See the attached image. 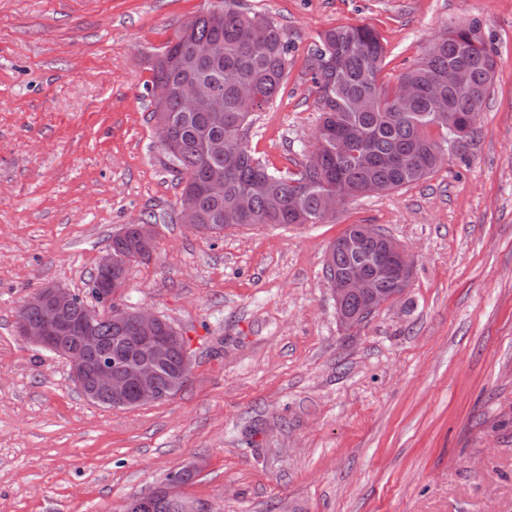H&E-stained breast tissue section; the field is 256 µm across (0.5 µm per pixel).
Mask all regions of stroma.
Segmentation results:
<instances>
[{"instance_id": "obj_1", "label": "stroma", "mask_w": 512, "mask_h": 512, "mask_svg": "<svg viewBox=\"0 0 512 512\" xmlns=\"http://www.w3.org/2000/svg\"><path fill=\"white\" fill-rule=\"evenodd\" d=\"M293 45L248 146L269 170L313 150L304 76L319 34L368 24L395 85L428 40L479 21L497 62L464 157L324 224L182 223L157 146L150 62L215 0H0V512H119L190 461L199 512H512V0H240ZM154 224L120 299L189 341L172 397L112 409L15 331L46 284L85 294L112 238ZM374 224L409 288L359 328L337 316L330 244Z\"/></svg>"}]
</instances>
